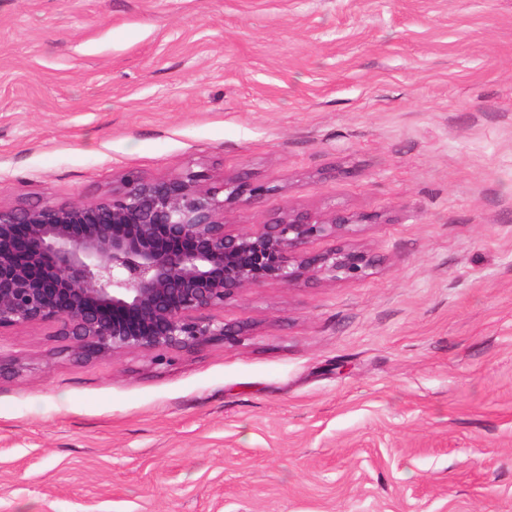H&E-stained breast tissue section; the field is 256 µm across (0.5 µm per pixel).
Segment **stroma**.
Instances as JSON below:
<instances>
[{
    "label": "stroma",
    "mask_w": 512,
    "mask_h": 512,
    "mask_svg": "<svg viewBox=\"0 0 512 512\" xmlns=\"http://www.w3.org/2000/svg\"><path fill=\"white\" fill-rule=\"evenodd\" d=\"M246 173L379 215L188 351L0 332V512H512V0H0V207Z\"/></svg>",
    "instance_id": "obj_1"
}]
</instances>
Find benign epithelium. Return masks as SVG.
<instances>
[{"label":"benign epithelium","mask_w":512,"mask_h":512,"mask_svg":"<svg viewBox=\"0 0 512 512\" xmlns=\"http://www.w3.org/2000/svg\"><path fill=\"white\" fill-rule=\"evenodd\" d=\"M204 181L130 172L95 205L0 208V332L51 324L84 358L189 350L239 335L213 311L251 288L359 279L375 266L347 242L372 215L273 211L238 230L227 214L268 189L242 176ZM316 239L334 245L314 251Z\"/></svg>","instance_id":"1"}]
</instances>
